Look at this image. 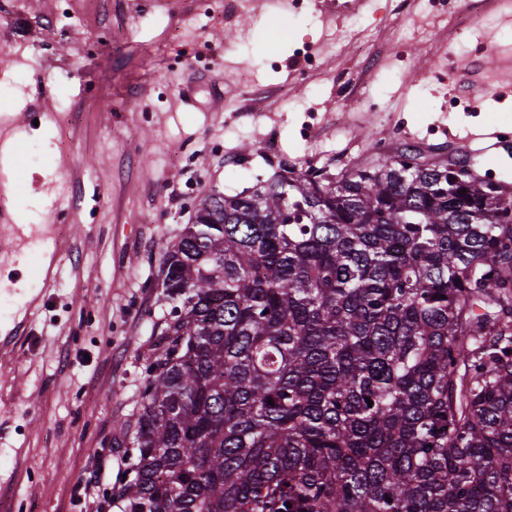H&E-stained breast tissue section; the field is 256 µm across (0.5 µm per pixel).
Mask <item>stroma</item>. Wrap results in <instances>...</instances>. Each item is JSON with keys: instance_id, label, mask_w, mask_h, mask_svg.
<instances>
[{"instance_id": "1", "label": "stroma", "mask_w": 512, "mask_h": 512, "mask_svg": "<svg viewBox=\"0 0 512 512\" xmlns=\"http://www.w3.org/2000/svg\"><path fill=\"white\" fill-rule=\"evenodd\" d=\"M0 0V500L9 512H104L85 483L127 472L156 286L211 190L279 163L338 176L404 148L463 157L455 135L512 128V11L494 0Z\"/></svg>"}]
</instances>
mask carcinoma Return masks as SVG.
<instances>
[{"label":"carcinoma","instance_id":"obj_1","mask_svg":"<svg viewBox=\"0 0 512 512\" xmlns=\"http://www.w3.org/2000/svg\"><path fill=\"white\" fill-rule=\"evenodd\" d=\"M405 150L206 195L120 512H512V196ZM291 507H286V504Z\"/></svg>","mask_w":512,"mask_h":512}]
</instances>
